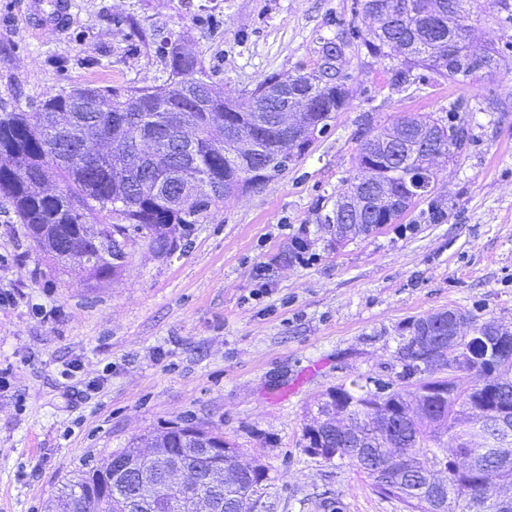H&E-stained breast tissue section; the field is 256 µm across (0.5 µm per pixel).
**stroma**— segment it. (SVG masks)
Here are the masks:
<instances>
[{"instance_id": "obj_1", "label": "stroma", "mask_w": 512, "mask_h": 512, "mask_svg": "<svg viewBox=\"0 0 512 512\" xmlns=\"http://www.w3.org/2000/svg\"><path fill=\"white\" fill-rule=\"evenodd\" d=\"M0 0V109L51 90L160 86L163 46L195 54L225 96L321 69L357 0H69L62 27ZM474 45L502 53L474 80L400 88L398 59L343 48L345 106L306 153L213 207L168 257L141 244L94 285L53 263L0 197V512H44L84 463L192 422L264 465L273 512H406L356 470L306 455L302 427L330 388L400 371L410 319L472 312L512 328V49L498 0H471ZM461 118L469 144L394 224L336 241L326 218L359 173L367 129ZM447 209L429 221L432 203Z\"/></svg>"}]
</instances>
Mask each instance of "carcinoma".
Instances as JSON below:
<instances>
[{"label": "carcinoma", "mask_w": 512, "mask_h": 512, "mask_svg": "<svg viewBox=\"0 0 512 512\" xmlns=\"http://www.w3.org/2000/svg\"><path fill=\"white\" fill-rule=\"evenodd\" d=\"M467 0H363L362 12L374 17L377 26L361 39L368 54L379 58L392 52L404 54L394 71L400 87L416 83L414 70H428L440 77L463 82L475 73L493 67L498 48H478L471 43L457 50H470L472 66L454 69L448 64V14L470 16ZM169 83L123 90H97L94 109L83 111L84 102L74 93H47L35 111L0 112V196L14 208L19 223L30 238L56 264H77L85 276L100 282L116 275L128 251L114 249V239L124 246L141 240L157 256L165 257L177 241L197 224L206 223L211 207L244 192L249 181L261 183L270 173L286 169L277 162L265 173L249 175L224 143V124L240 138L266 148H276L282 132L276 127L285 102L277 96V82L266 79L249 92V106L241 108L224 99V92L211 87L206 107H194L184 97V88L210 77L192 54L171 52ZM295 80L303 92L321 104L317 112L304 114L301 127L310 130L300 157L310 144V135L323 132L346 98L345 85L327 83L324 72H302ZM193 119L194 138L176 142L180 112ZM468 111L459 101L448 112V124L429 115H412L392 127L369 134L359 148L360 164L368 166V178L376 194L369 206L376 219L395 223L402 213L383 214L389 199H403L406 182L396 172L404 160L433 164L426 157L418 136L426 127L440 131L433 150L446 158L451 150L471 140L469 129L455 122V113ZM158 135L154 152L139 162L128 160L144 131ZM207 176L183 203L170 202L176 185L192 183L196 174ZM96 213L108 222L96 229ZM475 380L466 384L460 375L424 383L410 381L411 365L402 364L401 385L393 387L386 405L400 414V434L394 435L384 418L373 412L376 394L370 382L353 381L328 390L324 397L349 416L341 429L322 426L315 443L322 448L325 463L348 465L365 476L373 490L399 501L407 512H502L496 499L476 492L480 485L499 481L512 487V440H495L490 422L498 413L512 410V360L496 365L486 357L481 335L469 337ZM204 439L212 448H228L223 436L197 425L173 424L135 438L116 452L85 464L67 479L64 491L50 501L47 512H126V502L135 492L150 505L147 512H192L194 502L166 485L169 460L202 474L224 471V455L189 453L187 433ZM400 456V491L385 486L379 467ZM137 459L138 471L149 481L132 485L117 476L124 460ZM270 478L260 465L242 470L225 483L222 512H271L265 498Z\"/></svg>", "instance_id": "1"}]
</instances>
